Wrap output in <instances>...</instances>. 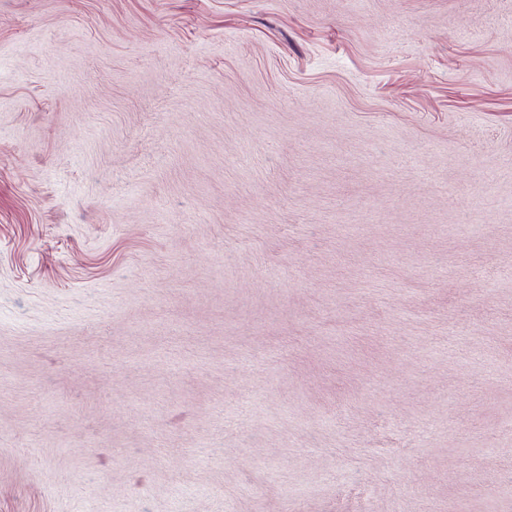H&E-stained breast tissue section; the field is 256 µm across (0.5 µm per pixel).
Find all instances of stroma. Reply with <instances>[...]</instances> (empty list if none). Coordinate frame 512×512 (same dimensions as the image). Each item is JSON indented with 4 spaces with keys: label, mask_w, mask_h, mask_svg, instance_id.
Wrapping results in <instances>:
<instances>
[{
    "label": "stroma",
    "mask_w": 512,
    "mask_h": 512,
    "mask_svg": "<svg viewBox=\"0 0 512 512\" xmlns=\"http://www.w3.org/2000/svg\"><path fill=\"white\" fill-rule=\"evenodd\" d=\"M0 512H512V0H0Z\"/></svg>",
    "instance_id": "1"
}]
</instances>
